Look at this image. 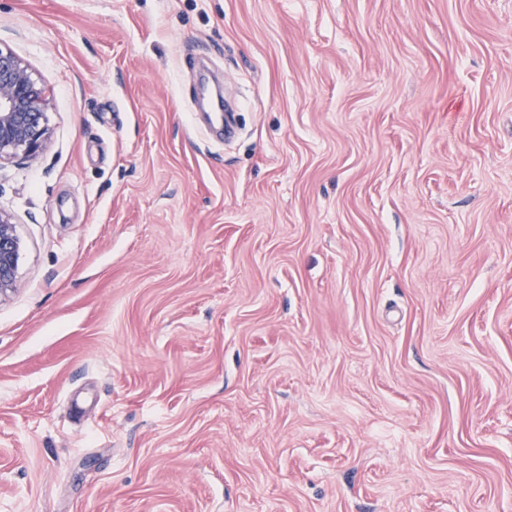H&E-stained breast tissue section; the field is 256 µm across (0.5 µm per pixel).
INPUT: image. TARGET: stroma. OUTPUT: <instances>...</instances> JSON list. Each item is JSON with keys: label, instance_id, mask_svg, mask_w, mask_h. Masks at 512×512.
<instances>
[{"label": "stroma", "instance_id": "obj_1", "mask_svg": "<svg viewBox=\"0 0 512 512\" xmlns=\"http://www.w3.org/2000/svg\"><path fill=\"white\" fill-rule=\"evenodd\" d=\"M0 43L51 99L0 512H512V0H0Z\"/></svg>", "mask_w": 512, "mask_h": 512}]
</instances>
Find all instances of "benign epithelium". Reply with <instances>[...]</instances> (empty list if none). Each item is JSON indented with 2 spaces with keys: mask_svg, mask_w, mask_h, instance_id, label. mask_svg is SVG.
Returning <instances> with one entry per match:
<instances>
[{
  "mask_svg": "<svg viewBox=\"0 0 512 512\" xmlns=\"http://www.w3.org/2000/svg\"><path fill=\"white\" fill-rule=\"evenodd\" d=\"M50 107L48 92L29 65L0 47V161L39 157L51 137ZM20 256L15 216L0 208V296L16 287Z\"/></svg>",
  "mask_w": 512,
  "mask_h": 512,
  "instance_id": "7a95c632",
  "label": "benign epithelium"
}]
</instances>
